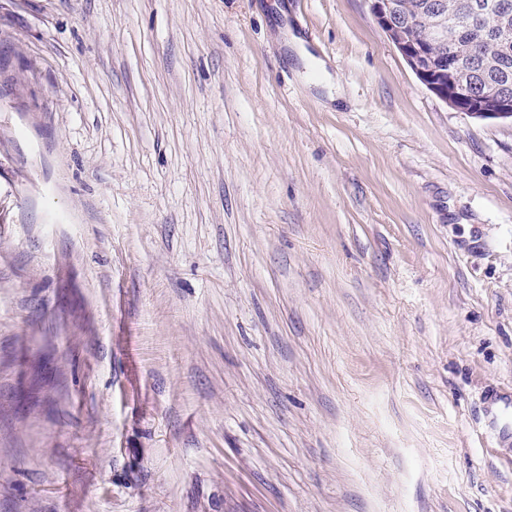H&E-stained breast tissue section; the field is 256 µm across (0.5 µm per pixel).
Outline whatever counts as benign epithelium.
<instances>
[{"label": "benign epithelium", "mask_w": 512, "mask_h": 512, "mask_svg": "<svg viewBox=\"0 0 512 512\" xmlns=\"http://www.w3.org/2000/svg\"><path fill=\"white\" fill-rule=\"evenodd\" d=\"M369 10L393 47L406 60L418 79L438 98L455 109L469 106L477 118L512 116V95L502 82L477 79L483 57L471 43L458 42L453 48L455 62L441 51L440 41L421 31L419 23L435 16L443 23L470 27L474 19L461 15L455 0H429L419 9L409 0H367Z\"/></svg>", "instance_id": "7a95c632"}]
</instances>
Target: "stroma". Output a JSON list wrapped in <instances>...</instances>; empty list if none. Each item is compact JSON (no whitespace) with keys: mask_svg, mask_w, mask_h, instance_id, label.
<instances>
[{"mask_svg":"<svg viewBox=\"0 0 512 512\" xmlns=\"http://www.w3.org/2000/svg\"><path fill=\"white\" fill-rule=\"evenodd\" d=\"M512 120L366 0H0V512H512Z\"/></svg>","mask_w":512,"mask_h":512,"instance_id":"35a3bbf8","label":"stroma"}]
</instances>
